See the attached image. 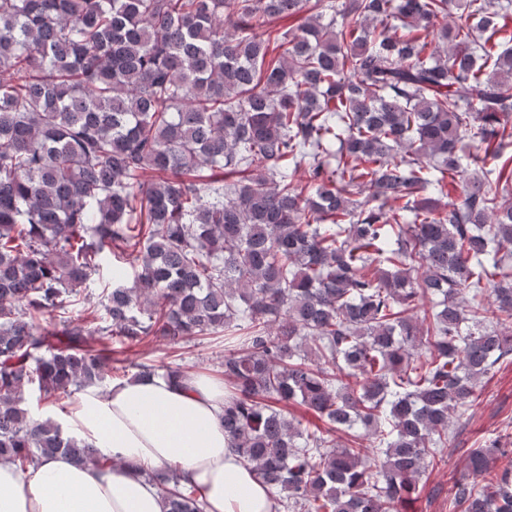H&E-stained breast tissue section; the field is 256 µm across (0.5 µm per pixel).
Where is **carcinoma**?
Masks as SVG:
<instances>
[{
    "mask_svg": "<svg viewBox=\"0 0 512 512\" xmlns=\"http://www.w3.org/2000/svg\"><path fill=\"white\" fill-rule=\"evenodd\" d=\"M307 3L0 0V461L112 464L23 407L105 382L91 336H222L224 435L280 512H401L512 356V0L275 28ZM467 468L451 512H512V448ZM112 263H115L113 256L103 262L101 270L96 276L94 287L92 288L93 295L90 296V302H82L81 299L78 304L72 306L69 313L72 318L80 317L85 307L94 304L97 301V294H99L103 288H112Z\"/></svg>",
    "mask_w": 512,
    "mask_h": 512,
    "instance_id": "carcinoma-1",
    "label": "carcinoma"
}]
</instances>
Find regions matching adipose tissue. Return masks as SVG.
<instances>
[{
    "mask_svg": "<svg viewBox=\"0 0 512 512\" xmlns=\"http://www.w3.org/2000/svg\"><path fill=\"white\" fill-rule=\"evenodd\" d=\"M225 399L223 381L193 372L87 387L55 421L112 465L63 455L25 471L0 462V512H164L143 465L177 470L199 488L204 512H275L272 489L224 436Z\"/></svg>",
    "mask_w": 512,
    "mask_h": 512,
    "instance_id": "obj_1",
    "label": "adipose tissue"
}]
</instances>
